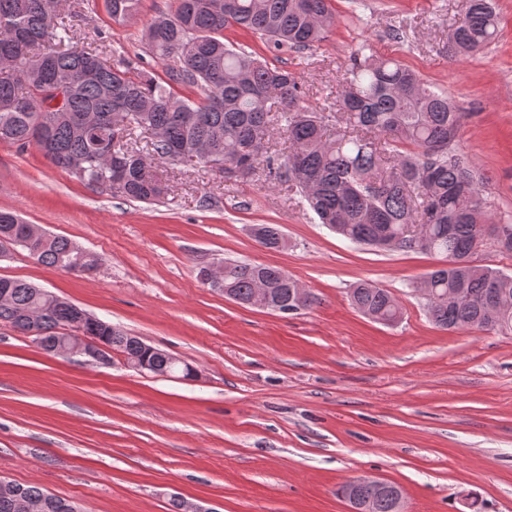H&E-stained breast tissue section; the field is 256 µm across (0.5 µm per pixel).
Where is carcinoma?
<instances>
[{"instance_id": "1", "label": "carcinoma", "mask_w": 512, "mask_h": 512, "mask_svg": "<svg viewBox=\"0 0 512 512\" xmlns=\"http://www.w3.org/2000/svg\"><path fill=\"white\" fill-rule=\"evenodd\" d=\"M47 0H0V142L34 146L47 163L88 186L109 188L129 200L158 202L168 186L151 172L147 158L131 145L136 131L156 136L153 155L192 162L200 145L241 175L274 160L279 180L307 200L319 223L342 237L380 250H414L451 260L430 271L420 287L436 295L458 294L436 303L430 321L444 330L475 328L512 334V275L478 267L471 257L489 224L485 183L456 147L462 113L448 97L423 83L394 57L361 48L353 53L336 100L345 116L339 132L303 103L297 75L271 67L241 45L224 41L236 26L277 49L307 50L323 41L335 23L332 0H174L142 37L143 52L164 64L165 77L129 61L109 62L103 48L73 46L71 26L45 7ZM115 22L135 15L139 0H104ZM493 0H469L460 24L449 35L456 60L498 39ZM63 89L62 106L41 111L45 88ZM288 140V152L272 155L270 116ZM258 241L277 249L279 225H259ZM0 235L46 267L76 260L94 270L99 257L68 238L32 237L29 225L0 211ZM222 288L241 305L255 289H271L275 303L291 300L295 286L277 266L227 260ZM0 323L27 333L26 315L43 319L44 340L64 346L61 329L74 303L25 280L0 278ZM354 307L375 319L397 320L400 308L385 288L360 283L351 288ZM116 353L142 355L151 372H176L159 353H146L126 331L104 322L92 328ZM20 489L58 512L63 498L37 485L0 483V512ZM342 497L371 501V512H393L394 493L374 494L346 484Z\"/></svg>"}]
</instances>
